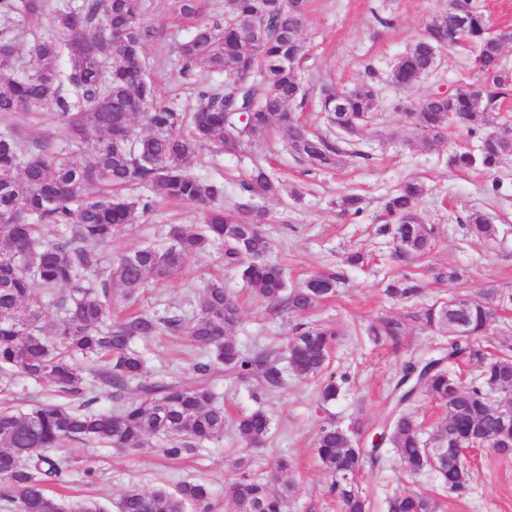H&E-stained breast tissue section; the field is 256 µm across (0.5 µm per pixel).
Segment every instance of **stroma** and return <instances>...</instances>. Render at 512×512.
Instances as JSON below:
<instances>
[{"instance_id": "obj_1", "label": "stroma", "mask_w": 512, "mask_h": 512, "mask_svg": "<svg viewBox=\"0 0 512 512\" xmlns=\"http://www.w3.org/2000/svg\"><path fill=\"white\" fill-rule=\"evenodd\" d=\"M490 19L492 31L504 35L502 60L512 69V0H472ZM148 23L157 32L145 54L150 73L164 101L186 103L189 92L176 78L175 62H161L168 45L184 37L189 20L170 9V0H150ZM448 0H311L303 37L309 58L303 65L307 89L303 116L314 120L318 92L322 85L342 89L376 75L382 88L375 121L361 140L363 157L350 158L333 170L310 168L287 150L280 134L273 133L248 152L235 156L220 151H204L194 174L224 183V200L237 197L238 183L254 163H262L288 186L302 191L301 200L290 196L263 201L266 220L262 231L268 238L269 256L284 269L289 287L296 288L314 272H336L342 280L334 297L312 310V320L334 326L338 332L328 367L333 376L347 375L348 395L330 409H322L315 380L289 375L284 388L273 395L254 396L248 387L227 379L215 380L217 394L224 400V437L195 448L182 459H165L159 449L123 451L73 441L66 448L73 461L68 499L94 498L108 502L129 486L144 490L174 488L189 480L209 484L215 512H224V494L242 472L264 478L271 473L273 459L288 456L293 463L292 491L285 512H339L325 496L327 475L314 454V440L327 415L343 426H366L390 411V390L401 368L429 350L436 342L427 330L407 321L399 346L375 342L366 328L378 317L403 315L416 308V301L388 298L384 288L390 279L415 274L426 289L427 301L447 299L449 288L438 280L448 267L460 268L464 276L457 289L476 295L494 284L512 290V157L497 169L461 165V155L476 154L481 134L449 128L444 142L428 150L421 148L418 135L405 117L396 91L388 81L397 56L418 39L431 17ZM474 50L451 47L443 52L434 73L419 83L415 94L452 91L478 80ZM419 177L428 191L418 205L424 223L435 225L436 240L422 258L402 262L394 257L395 244L381 234L384 222L383 198L405 178ZM501 191H493V183ZM355 192L364 199L359 215L342 214L337 200ZM480 209L491 215L504 231L503 240L490 250L466 234L463 220ZM201 215L194 207L166 201L151 211L138 214L134 223L124 225L112 239V251L119 254L148 243L164 241L168 225L196 227ZM363 249L369 263L360 268L345 265L347 253ZM219 274L225 288L240 306V320L232 328L235 341L246 350L282 349L297 321L296 315L269 312L254 299L241 281L225 271L220 251L203 253L185 267L179 278L145 288L139 306L161 316L192 313L199 305V289L204 279ZM144 356L148 376L170 378L191 371L192 355L175 345L172 338L159 336L136 342ZM264 409L272 419L268 442L254 448L246 470L236 469L241 441L234 429L238 418L255 409ZM376 465L368 467L360 486L371 499L374 512H385L387 497L410 489L434 496L441 512H512V457L506 458L485 448L470 452L468 464L475 480L461 494L441 490L430 472L416 476L404 473L391 446L378 451ZM94 468L87 478L85 467Z\"/></svg>"}]
</instances>
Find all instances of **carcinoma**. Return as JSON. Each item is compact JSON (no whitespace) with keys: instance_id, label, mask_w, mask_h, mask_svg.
Returning <instances> with one entry per match:
<instances>
[{"instance_id":"1","label":"carcinoma","mask_w":512,"mask_h":512,"mask_svg":"<svg viewBox=\"0 0 512 512\" xmlns=\"http://www.w3.org/2000/svg\"><path fill=\"white\" fill-rule=\"evenodd\" d=\"M148 0H0V48L9 69H0V383L27 379L46 381L57 391L96 399V389L110 395L115 408L94 411L33 401L20 409L0 408V500L9 512H104L95 500L66 509L50 493L70 483L72 465L50 450L66 441H87L121 450H137L155 440L168 459L224 437V406L213 382L220 376L249 386L255 395L280 391L292 372L320 381L321 404L335 403L346 391L348 376L325 374L337 331L311 321L299 322L286 339L284 355L274 350L248 351L228 335L238 322L239 308L214 279L201 288L192 315L159 317L142 310H115V299L137 301L151 282H169L198 254L211 247L224 252V267L235 273L259 300L275 312L304 315L332 297L340 277L316 272L308 281L319 285L288 289L283 269L268 258L269 244L260 230L265 213L261 200L276 198L285 184L262 165L239 183L238 200L221 206L224 183L192 174L200 152L214 147L242 151L274 132L287 141L300 160L318 169H334L346 159L361 157L353 137L369 127L379 87L364 81L351 88L320 90L321 112L336 136L299 123L294 106L305 101L300 61L303 39L292 34L306 17L309 0H233L228 10L213 9L175 43L178 77L195 71L210 74L193 84L192 104L165 103L144 56L156 31L144 21ZM185 19L205 12V0H174ZM470 18L462 34L453 12H437L424 35L402 53L389 82L403 99V111L420 132V144L433 148L448 126L470 131L494 109L497 98L512 85L502 64L503 40L492 34L488 18L461 4ZM52 19L48 37H35L25 57L16 56V42L43 15ZM261 16L260 41L244 33L243 24ZM472 43L482 82L466 84L446 97L430 92L412 99L417 77L433 71L447 47ZM293 54L290 66L285 56ZM54 107L56 130L38 138L21 134L13 119L40 117L38 109ZM512 157V126L501 124L481 137L478 157L461 156L463 165L486 170ZM138 185L145 192L121 191ZM424 184L406 179L384 201L390 223L381 232L391 236L401 259L430 250L436 229L417 211ZM156 200L196 206L203 224L190 230L169 225L163 246H146L116 257L104 253L119 227L131 224ZM362 198L340 196L344 214L361 212ZM468 233L482 242L499 238L500 228L479 210L466 217ZM64 289L63 293L56 289ZM390 296L409 298L422 289L408 277L388 284ZM57 310L46 314L43 295ZM457 305L437 301L411 315L443 343L407 362L391 390L393 419L387 442L396 448L409 474L430 470L449 490H463L473 479L460 454L461 446L488 435L497 439L495 452L512 455V419L495 416L492 396L512 392V341L486 355L478 345L491 321L490 304L512 307V292L488 288L471 296L456 294ZM406 324L385 316L370 327L377 340L398 345ZM176 335L203 357L187 378H144L145 359L134 348L138 340ZM477 362L480 374L466 383L449 371L452 365ZM135 397L126 398L131 383ZM447 408L444 421L422 438L421 422L410 405L414 388ZM268 413L258 408L241 416L237 435L243 454L264 444L271 432ZM315 452L329 481L325 494L340 512H371L372 503L358 478L377 452L361 447L358 429L334 421L320 426ZM286 456L274 462L277 477L243 474L224 498V512H284L290 487L281 482L290 471ZM211 512L212 492L202 482L185 481L175 491L164 488L124 490L113 512ZM388 512H438V501L404 490L388 500Z\"/></svg>"}]
</instances>
